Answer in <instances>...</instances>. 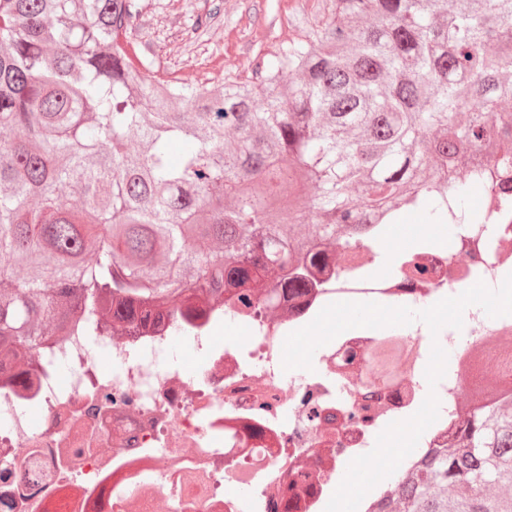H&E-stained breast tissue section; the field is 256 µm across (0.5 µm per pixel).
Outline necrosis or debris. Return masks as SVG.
<instances>
[{
  "label": "necrosis or debris",
  "instance_id": "necrosis-or-debris-1",
  "mask_svg": "<svg viewBox=\"0 0 512 512\" xmlns=\"http://www.w3.org/2000/svg\"><path fill=\"white\" fill-rule=\"evenodd\" d=\"M497 193L443 250L374 224L321 248L296 269L303 289L267 288L250 314L230 291L187 321L49 342L23 382L0 379V512H325L349 462L433 392L439 417L399 466L411 469L460 433L473 381L501 370L476 354L512 341V317L472 305L462 329L436 335L420 321L352 328L291 374L283 344L333 302L423 310L479 281L498 288L512 267V182ZM176 337L195 371L171 359ZM435 343L453 356L432 387Z\"/></svg>",
  "mask_w": 512,
  "mask_h": 512
}]
</instances>
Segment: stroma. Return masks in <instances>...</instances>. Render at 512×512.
<instances>
[{
	"mask_svg": "<svg viewBox=\"0 0 512 512\" xmlns=\"http://www.w3.org/2000/svg\"><path fill=\"white\" fill-rule=\"evenodd\" d=\"M139 47L164 74L222 80L249 75L260 57L295 40L298 13L315 18L318 0H144ZM205 17L197 25V17Z\"/></svg>",
	"mask_w": 512,
	"mask_h": 512,
	"instance_id": "1",
	"label": "stroma"
}]
</instances>
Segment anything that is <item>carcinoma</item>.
<instances>
[{
    "instance_id": "cac0c4a2",
    "label": "carcinoma",
    "mask_w": 512,
    "mask_h": 512,
    "mask_svg": "<svg viewBox=\"0 0 512 512\" xmlns=\"http://www.w3.org/2000/svg\"><path fill=\"white\" fill-rule=\"evenodd\" d=\"M142 9L0 0L1 376L51 336L286 285L314 241L408 208L477 224L464 186L512 178V0H325L219 84L159 74ZM478 402L378 512H512V384Z\"/></svg>"
}]
</instances>
